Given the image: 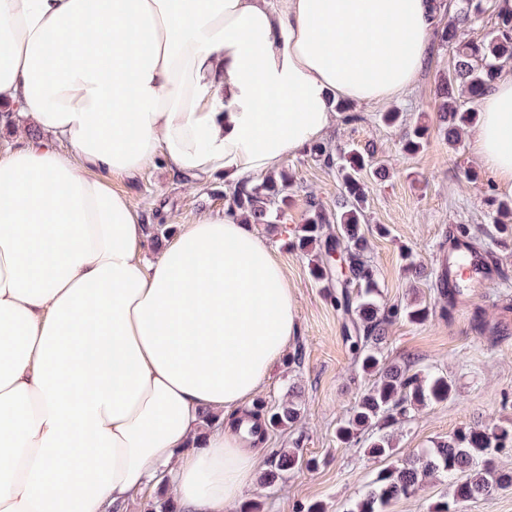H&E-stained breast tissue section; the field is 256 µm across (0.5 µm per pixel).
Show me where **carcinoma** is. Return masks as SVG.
Listing matches in <instances>:
<instances>
[{"label":"carcinoma","mask_w":512,"mask_h":512,"mask_svg":"<svg viewBox=\"0 0 512 512\" xmlns=\"http://www.w3.org/2000/svg\"><path fill=\"white\" fill-rule=\"evenodd\" d=\"M437 9L448 15V22L437 24L436 41L453 53L452 68L436 90L440 128L448 145L457 150L478 121V111L465 107L461 97L478 100L492 88L502 69L512 64V0H498L494 26L479 40H466L463 34L482 20L483 0H439ZM426 138L427 126H415L403 139V151L418 153ZM308 152L328 165H338L341 199L336 210L329 213L310 197L308 216L297 227L291 246L303 252L311 246L317 249L311 274L328 288L337 309L355 315L358 336L352 344L354 360L364 373L375 377L356 398L350 415L337 427L336 436L348 447L365 443L367 454L384 466L346 512H386L391 501L415 496L434 477L445 478L447 485L431 512H462L469 502L511 488L512 469L501 467L498 457L512 448V424L463 427L414 459L397 458L398 448L389 428L410 421L423 407L453 399L456 388L444 375L427 369L413 372L409 366L384 357L388 327L401 320L422 324L437 312L449 315L468 296L467 289L453 279L445 263L435 279L440 309L427 304L381 306L377 270L366 256L369 246L363 229V175L370 171L380 177L383 170L373 167L368 149L343 150L327 141L311 145ZM291 187V176L285 170L253 183L245 181L224 193V209L247 224L268 225L285 212ZM493 223L499 234L512 236V198L497 201ZM449 240L461 241L476 253L482 246L477 231L469 224L453 225ZM256 413L265 420L264 432L291 428L301 419V405L288 396L275 405L257 403ZM314 465L297 448L279 449L269 460L267 479L272 483L285 472Z\"/></svg>","instance_id":"cac0c4a2"}]
</instances>
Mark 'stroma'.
<instances>
[{"label":"stroma","instance_id":"stroma-1","mask_svg":"<svg viewBox=\"0 0 512 512\" xmlns=\"http://www.w3.org/2000/svg\"><path fill=\"white\" fill-rule=\"evenodd\" d=\"M451 64L449 51L429 43L412 91L392 102L406 113L408 125L428 126L429 142L419 154L402 153L403 129L379 123L376 105H355L358 121L337 119L326 135L336 145L370 148L377 164L387 170L385 178L366 179L367 222L389 229L386 236L369 237V255L379 270L386 302H435L430 280L408 271L403 253L411 251L415 263L427 270L438 269L450 225L470 224L482 230L484 247L498 257L497 271L481 275L468 301L450 318L435 315L420 325L401 321L388 329L383 346L387 358L432 366L457 386L454 400L419 409L410 422L395 426L396 446L403 458L416 456L468 425L512 422V312L502 310L512 301V243L496 246L488 205L490 196L503 198L507 192L482 170L470 145L452 150L438 131L436 88ZM281 167L294 178L291 203L277 219L276 230L263 224L255 230L288 273L299 333L258 396L274 404L286 398L289 389L301 388L303 413L294 430L268 434L259 458L267 460L272 451L296 443L304 456L318 460L319 467L285 473L271 485L256 484L244 499L258 503L260 512H298L315 501L326 512H346L380 467L364 446L348 447L336 438L337 423L369 380L355 366L344 338L345 316L311 276L307 255L289 246L293 227L308 214L310 197L334 210L340 181L336 167L325 166L303 150L287 154ZM467 169L477 172V181L464 179ZM116 186L131 196L147 224H189L224 207L226 185L220 174L197 182L151 166L137 176L117 180ZM477 306L495 324V332L481 335L473 330L471 318Z\"/></svg>","mask_w":512,"mask_h":512}]
</instances>
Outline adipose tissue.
Masks as SVG:
<instances>
[{
	"instance_id": "1",
	"label": "adipose tissue",
	"mask_w": 512,
	"mask_h": 512,
	"mask_svg": "<svg viewBox=\"0 0 512 512\" xmlns=\"http://www.w3.org/2000/svg\"><path fill=\"white\" fill-rule=\"evenodd\" d=\"M435 0H0V512H123L158 476L224 512L258 474L235 431L298 334L270 246L223 211L152 262L114 180L161 163L241 182L321 141L332 103L413 87ZM512 191V74L478 102ZM219 414L204 427L203 412Z\"/></svg>"
}]
</instances>
